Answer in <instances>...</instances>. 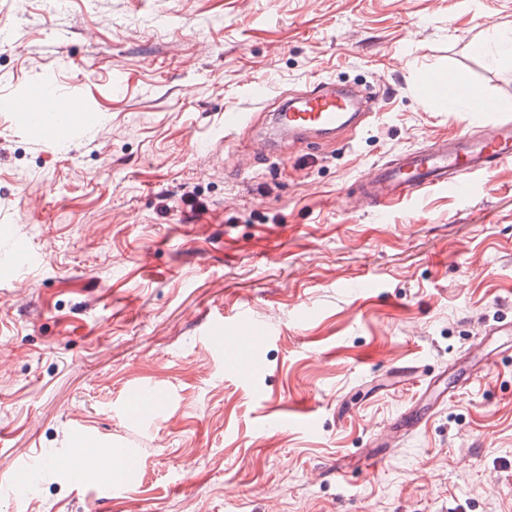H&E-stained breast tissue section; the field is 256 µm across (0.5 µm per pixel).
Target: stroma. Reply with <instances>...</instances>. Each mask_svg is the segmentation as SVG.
Masks as SVG:
<instances>
[{
	"instance_id": "obj_1",
	"label": "stroma",
	"mask_w": 512,
	"mask_h": 512,
	"mask_svg": "<svg viewBox=\"0 0 512 512\" xmlns=\"http://www.w3.org/2000/svg\"><path fill=\"white\" fill-rule=\"evenodd\" d=\"M503 35L512 0H0V100L47 72L84 91L65 144L0 111V221L39 258L0 283V512H512V163L464 199L380 211L359 189L486 132L447 83L512 100V58L476 49ZM317 81L360 122L275 136ZM244 307L260 337L221 354L205 327ZM143 390L169 411L127 416ZM291 402L316 429L266 428ZM408 408L428 423L393 437ZM81 437L136 462L112 497L96 467L48 469Z\"/></svg>"
}]
</instances>
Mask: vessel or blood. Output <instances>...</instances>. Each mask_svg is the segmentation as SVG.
<instances>
[{
    "instance_id": "vessel-or-blood-1",
    "label": "vessel or blood",
    "mask_w": 512,
    "mask_h": 512,
    "mask_svg": "<svg viewBox=\"0 0 512 512\" xmlns=\"http://www.w3.org/2000/svg\"><path fill=\"white\" fill-rule=\"evenodd\" d=\"M81 93L60 91L53 78H46L32 97L16 100L15 111L21 112L36 137L58 143L69 142L75 134V114L80 108ZM348 102L324 83H316L305 97L276 116L289 132L309 131L331 134L350 121ZM512 160V120L492 127L488 136L477 139L462 134L451 142H441L431 149L405 153L398 163L381 166L360 184L362 194L374 205L389 206L404 198L432 188H446L460 197H468L474 174L491 170L492 166ZM0 240L9 242L8 270L35 263L36 256L13 228L0 226ZM257 326L247 312H240L233 333H225L223 319L210 321L205 336L226 352L248 349L255 341ZM165 405L152 393L144 391L125 407L127 414L150 418Z\"/></svg>"
}]
</instances>
